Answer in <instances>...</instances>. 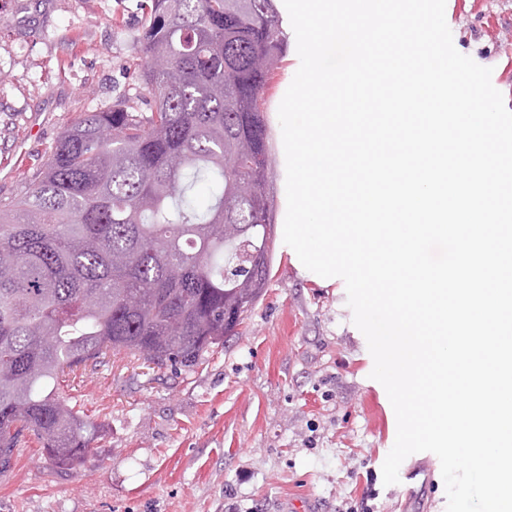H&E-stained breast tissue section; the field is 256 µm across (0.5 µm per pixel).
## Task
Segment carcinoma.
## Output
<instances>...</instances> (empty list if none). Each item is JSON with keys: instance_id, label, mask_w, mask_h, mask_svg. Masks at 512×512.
<instances>
[{"instance_id": "1", "label": "carcinoma", "mask_w": 512, "mask_h": 512, "mask_svg": "<svg viewBox=\"0 0 512 512\" xmlns=\"http://www.w3.org/2000/svg\"><path fill=\"white\" fill-rule=\"evenodd\" d=\"M143 7L123 101L79 118L0 200V474L30 435L60 470L94 453L102 425L70 404L69 375L109 351L193 367L267 287L274 0Z\"/></svg>"}]
</instances>
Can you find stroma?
I'll list each match as a JSON object with an SVG mask.
<instances>
[{"label":"stroma","instance_id":"obj_1","mask_svg":"<svg viewBox=\"0 0 512 512\" xmlns=\"http://www.w3.org/2000/svg\"><path fill=\"white\" fill-rule=\"evenodd\" d=\"M455 48L492 68L512 110V0H447ZM140 0H0V197L22 195L64 131L112 107L135 78ZM300 60L289 48L265 93L276 187L278 108ZM353 323L344 282L324 288L275 250L264 296L195 367L148 369L120 351L68 393L105 432L84 466L55 468L37 441L0 477V512H446L438 457L382 465L397 423Z\"/></svg>","mask_w":512,"mask_h":512}]
</instances>
